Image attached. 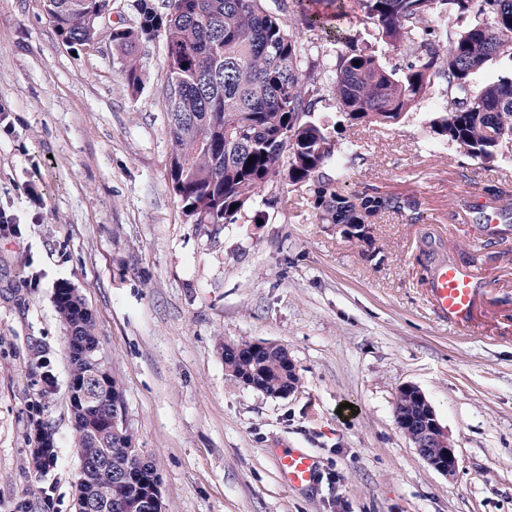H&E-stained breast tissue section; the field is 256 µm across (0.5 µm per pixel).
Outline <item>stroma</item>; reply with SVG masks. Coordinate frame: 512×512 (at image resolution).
Returning a JSON list of instances; mask_svg holds the SVG:
<instances>
[{
	"mask_svg": "<svg viewBox=\"0 0 512 512\" xmlns=\"http://www.w3.org/2000/svg\"><path fill=\"white\" fill-rule=\"evenodd\" d=\"M140 57L131 96L109 38L72 47L44 0H0V211L16 228L0 230V512H74L61 283L95 314L168 512H512V202L486 192L512 185V139L489 170L436 143L438 94L369 128L330 98L314 117L361 153L350 188L409 197L420 223L386 216L365 246L282 174L238 223L193 224L170 174L163 39ZM444 263L477 279L470 326L432 311ZM221 338L281 345L298 388L271 398L234 381ZM406 385L447 429L453 476L398 428ZM39 419L56 440L43 498L30 491ZM285 448L317 457L315 487L283 484Z\"/></svg>",
	"mask_w": 512,
	"mask_h": 512,
	"instance_id": "obj_1",
	"label": "stroma"
}]
</instances>
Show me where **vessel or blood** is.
Returning <instances> with one entry per match:
<instances>
[{
    "mask_svg": "<svg viewBox=\"0 0 512 512\" xmlns=\"http://www.w3.org/2000/svg\"><path fill=\"white\" fill-rule=\"evenodd\" d=\"M435 315L454 326H466L473 322L478 302V288L474 277L466 270L441 265L429 288ZM316 456L304 448H290L278 457L281 480L296 489L309 488L318 471Z\"/></svg>",
    "mask_w": 512,
    "mask_h": 512,
    "instance_id": "obj_1",
    "label": "vessel or blood"
}]
</instances>
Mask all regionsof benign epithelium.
I'll return each instance as SVG.
<instances>
[{"instance_id": "1", "label": "benign epithelium", "mask_w": 512, "mask_h": 512, "mask_svg": "<svg viewBox=\"0 0 512 512\" xmlns=\"http://www.w3.org/2000/svg\"><path fill=\"white\" fill-rule=\"evenodd\" d=\"M414 402L419 413L408 414L395 407V420L398 428L413 441L419 455L437 472L451 476L457 467L455 448L448 431L439 422L435 410L424 393L408 385L404 387Z\"/></svg>"}]
</instances>
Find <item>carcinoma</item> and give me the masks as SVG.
Here are the masks:
<instances>
[{
	"label": "carcinoma",
	"instance_id": "cac0c4a2",
	"mask_svg": "<svg viewBox=\"0 0 512 512\" xmlns=\"http://www.w3.org/2000/svg\"><path fill=\"white\" fill-rule=\"evenodd\" d=\"M110 0H46L58 36L86 46L98 32V19ZM379 42L411 58L406 67L387 66L372 51L336 36V47L298 40L295 16L325 27L349 16L347 0H167L165 11L151 0H137V19L112 29V46L130 94L140 92L142 44L158 37L166 47L164 94L179 92L168 108L171 180L185 215L194 224H235L246 205L263 192L288 160V180L312 192L324 224H376L389 213L415 224L417 203L376 188L347 189L359 155L335 140L313 119L319 103L331 97L351 123H396L438 90L441 111L429 118L436 140L496 166L500 140L512 138V72L476 89L472 76L498 57L512 59V0H356ZM288 16V25L282 17ZM485 16L489 21L475 22ZM452 18L441 30L429 19ZM67 332L66 356L72 390L69 408L80 479L77 499L102 502L101 512L142 502L141 512H165L152 505L161 485L153 461L129 462L126 446L136 442L131 427L112 433V393L120 380L107 364L96 363L101 344L94 316L75 288L62 283L53 296ZM217 347L233 380L247 382L269 396L296 387L298 373L287 350L267 344L251 354V344ZM47 447L30 452L39 479L55 461V432L38 421ZM126 470L111 477L105 466Z\"/></svg>",
	"mask_w": 512,
	"mask_h": 512
}]
</instances>
